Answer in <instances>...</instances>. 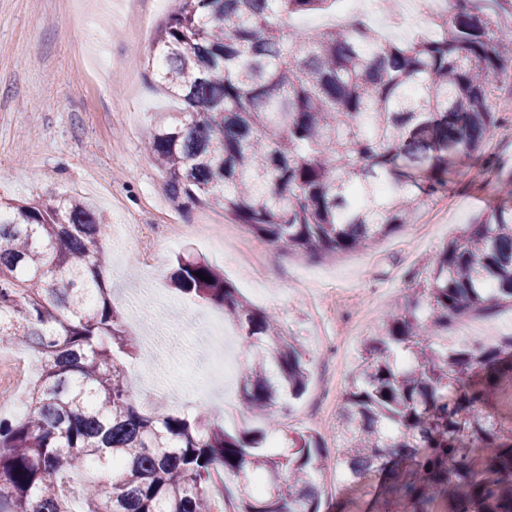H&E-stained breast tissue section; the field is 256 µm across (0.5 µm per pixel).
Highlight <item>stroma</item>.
Wrapping results in <instances>:
<instances>
[{
  "label": "stroma",
  "instance_id": "stroma-1",
  "mask_svg": "<svg viewBox=\"0 0 512 512\" xmlns=\"http://www.w3.org/2000/svg\"><path fill=\"white\" fill-rule=\"evenodd\" d=\"M392 0L389 12L369 10V24L402 42L423 28L421 7L405 10ZM173 0H0V199L35 200L55 192L92 202L108 224L106 278L138 356L128 380L138 398L154 400L160 414L184 411L228 431L225 401L240 403L238 384L202 394L212 372L209 318L216 307L190 300L171 284L176 256L207 258L257 308L273 314L299 336L310 353L311 380L285 427L324 438V466L317 476L322 512H363L375 478L353 486L336 473L333 429L364 342L382 332V314L400 299L404 275L467 229L492 202L494 175H478L469 161L456 164L445 197L423 217L431 231L413 228L379 240L371 250L313 262L260 241L264 262L256 285L249 265L219 236L197 234L199 224L232 229L221 208H188L168 196L164 179L145 149L152 127L182 111L169 96L152 58L156 33ZM187 225L174 247L163 239H130V224ZM512 335V309L489 319L465 317L448 335L458 344L488 343ZM337 377V401L321 409L328 377Z\"/></svg>",
  "mask_w": 512,
  "mask_h": 512
}]
</instances>
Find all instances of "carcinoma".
<instances>
[{
	"label": "carcinoma",
	"instance_id": "1",
	"mask_svg": "<svg viewBox=\"0 0 512 512\" xmlns=\"http://www.w3.org/2000/svg\"><path fill=\"white\" fill-rule=\"evenodd\" d=\"M337 0H176L157 33L175 124L147 137L172 200L202 193L254 236L312 261L371 249L419 223L459 156L509 122L512 61L499 0H447L433 33L387 42L362 19L311 36L285 19ZM503 201L405 275L408 293L363 344L336 419V473L379 484L369 512H512V336L448 344L463 317L512 309V170ZM107 224L87 201L0 202V345L35 356L26 409L0 417V512H320L314 432L203 430L141 410L136 345L107 288ZM209 277L203 281L197 273ZM173 283L224 309L255 356L250 413L288 414L309 353L201 257ZM233 481L230 498L214 493Z\"/></svg>",
	"mask_w": 512,
	"mask_h": 512
}]
</instances>
